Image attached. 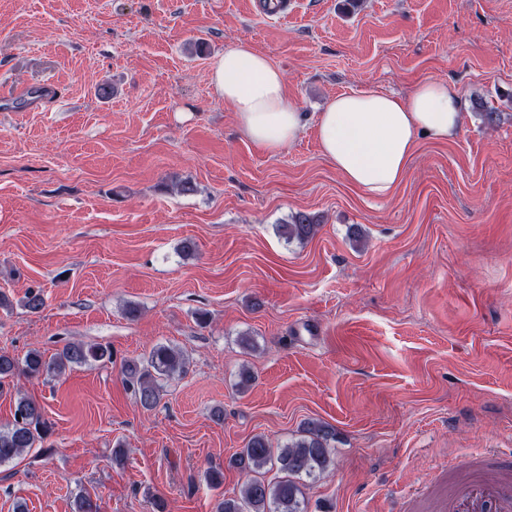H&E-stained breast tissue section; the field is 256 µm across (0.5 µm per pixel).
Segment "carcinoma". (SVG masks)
<instances>
[{
	"instance_id": "1",
	"label": "carcinoma",
	"mask_w": 512,
	"mask_h": 512,
	"mask_svg": "<svg viewBox=\"0 0 512 512\" xmlns=\"http://www.w3.org/2000/svg\"><path fill=\"white\" fill-rule=\"evenodd\" d=\"M318 227L315 217L298 213L291 223L279 225L278 231L288 241L304 242L316 234ZM111 360L112 350L102 344L71 343L51 360L37 349L28 350L21 359L1 352L0 382L19 372L30 377L59 374L74 364ZM187 369L188 359L181 350L159 344L144 360L126 363L124 382L143 408L152 409L161 399L162 382ZM13 417L15 420L0 429V464L34 447L48 431L41 405L25 394L17 397ZM335 439V429L320 420L305 422L299 436L276 451L264 436L252 437L234 459L235 466L252 473V477L242 484L238 496L219 500L216 512H307L300 479L315 480L332 469L331 441ZM269 465L277 467L284 477L265 481L262 470Z\"/></svg>"
}]
</instances>
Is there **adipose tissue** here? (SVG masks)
<instances>
[{
	"label": "adipose tissue",
	"mask_w": 512,
	"mask_h": 512,
	"mask_svg": "<svg viewBox=\"0 0 512 512\" xmlns=\"http://www.w3.org/2000/svg\"><path fill=\"white\" fill-rule=\"evenodd\" d=\"M216 92L248 138L269 153L294 142L303 115L289 104L282 70L242 44L226 49L213 69ZM461 97L444 79H427L406 96L375 90L332 98L316 130L325 158L369 196L389 197L404 179L419 135L444 141L463 124Z\"/></svg>",
	"instance_id": "adipose-tissue-1"
}]
</instances>
